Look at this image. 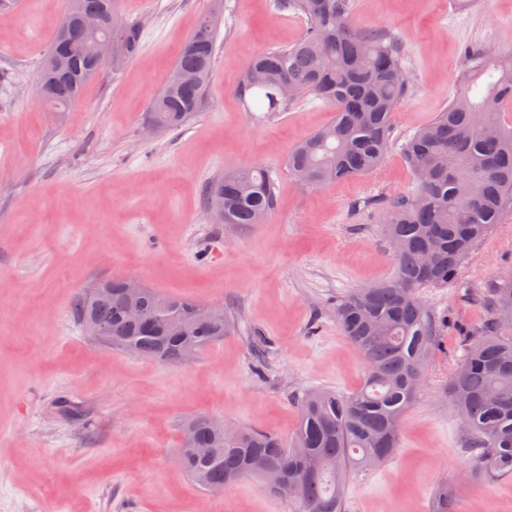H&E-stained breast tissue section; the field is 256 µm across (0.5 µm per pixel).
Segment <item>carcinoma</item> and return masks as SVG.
<instances>
[{"instance_id": "obj_1", "label": "carcinoma", "mask_w": 512, "mask_h": 512, "mask_svg": "<svg viewBox=\"0 0 512 512\" xmlns=\"http://www.w3.org/2000/svg\"><path fill=\"white\" fill-rule=\"evenodd\" d=\"M277 9L304 22L295 42L250 57L240 82L247 111L284 112L301 98L335 111L332 121L288 152V172L307 187L374 173L391 147L390 132L399 104L411 93L406 54L386 31L356 28L355 0H278ZM142 34L129 24L125 59L136 56ZM85 36L63 17L38 76L39 99L52 112H69L84 86L104 64L84 53ZM68 49L66 72L51 65L52 51ZM216 27L204 18L186 41L171 76L153 98L149 120L175 129L199 111L212 75ZM288 80L298 95L284 100L278 85ZM512 103V51L482 46L464 52L463 83L448 107L402 145L415 191L383 209L381 224L395 262L392 279L359 288L336 302L341 333L358 349L366 371L349 395L316 388L299 404L289 437L239 429L222 439L206 417L185 422L193 442L179 449L183 467L207 492H220L246 477L278 467L296 488V512H342L345 482L355 471L389 460L400 445L401 421L425 373L436 327L420 290L452 282L462 260L493 225L512 210V124L502 119ZM224 193V223L261 224L275 205V182L261 164L228 168L208 184L205 203ZM189 311L201 304L163 294L144 296L147 307L165 315L168 302ZM493 321L472 337L447 387L448 401L464 427L470 469L466 479L512 475V336L501 325L512 321V277L494 289ZM126 299L116 278L97 281L77 295L71 313L78 325L98 321L112 327L110 346L167 363L163 327L147 328L124 319ZM228 332V321L196 318L181 334L179 347L201 352ZM210 459L195 448H211ZM431 512H463L457 485L447 482L433 494Z\"/></svg>"}]
</instances>
